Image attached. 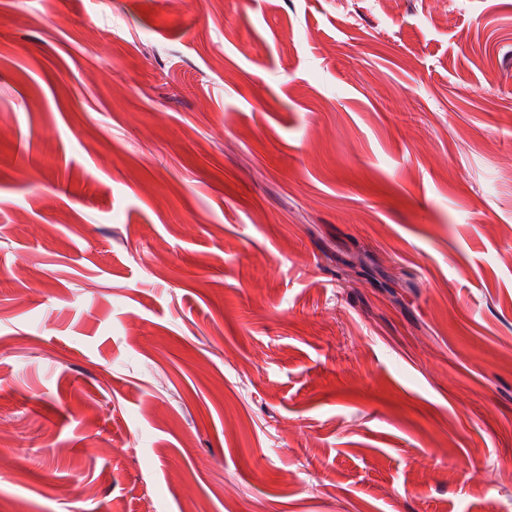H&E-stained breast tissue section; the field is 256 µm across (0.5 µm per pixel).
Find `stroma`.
Segmentation results:
<instances>
[{
    "instance_id": "35a3bbf8",
    "label": "stroma",
    "mask_w": 512,
    "mask_h": 512,
    "mask_svg": "<svg viewBox=\"0 0 512 512\" xmlns=\"http://www.w3.org/2000/svg\"><path fill=\"white\" fill-rule=\"evenodd\" d=\"M10 267L0 512H512V0H0Z\"/></svg>"
}]
</instances>
